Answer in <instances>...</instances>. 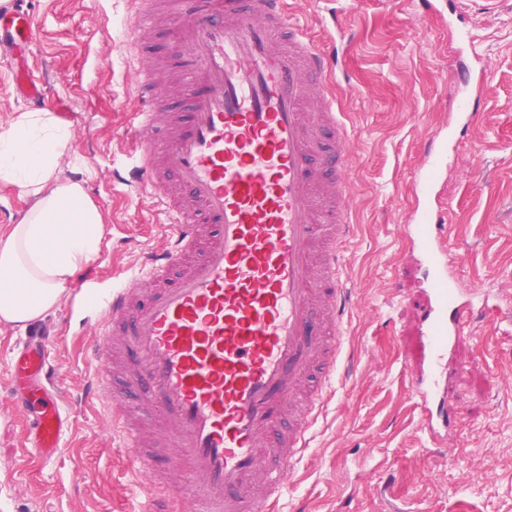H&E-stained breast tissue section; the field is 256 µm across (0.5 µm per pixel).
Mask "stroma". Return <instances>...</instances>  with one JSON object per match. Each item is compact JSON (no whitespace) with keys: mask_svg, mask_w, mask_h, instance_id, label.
<instances>
[{"mask_svg":"<svg viewBox=\"0 0 512 512\" xmlns=\"http://www.w3.org/2000/svg\"><path fill=\"white\" fill-rule=\"evenodd\" d=\"M40 37L33 77L74 119L65 177L85 182L107 232L89 264L99 275L129 267L165 243L148 196L111 185L137 141L130 63L109 46L126 36L130 0H24ZM314 42L336 54L337 103L359 156L351 188L353 237L346 272L354 288L340 365L284 512H512V302L476 325L449 366L457 418L446 446L418 427L407 367L417 357L414 313L423 269L399 235L422 143L456 108L457 28L472 31L485 66L477 124L460 135L445 176L448 264L458 288L512 290V0L494 11L463 0L456 28L419 20L416 0H287ZM40 323L54 333L59 383L83 395L94 365L67 302ZM25 331L0 324V512H130L127 458L112 441L96 397L69 408L70 430L54 458L29 460L23 424L6 404L12 351Z\"/></svg>","mask_w":512,"mask_h":512,"instance_id":"obj_1","label":"stroma"}]
</instances>
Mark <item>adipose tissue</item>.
I'll use <instances>...</instances> for the list:
<instances>
[{
    "mask_svg": "<svg viewBox=\"0 0 512 512\" xmlns=\"http://www.w3.org/2000/svg\"><path fill=\"white\" fill-rule=\"evenodd\" d=\"M72 134L53 112L21 113L0 133V184L31 204L0 237V322L23 327L56 307L106 234L102 211L82 181L62 175Z\"/></svg>",
    "mask_w": 512,
    "mask_h": 512,
    "instance_id": "1",
    "label": "adipose tissue"
}]
</instances>
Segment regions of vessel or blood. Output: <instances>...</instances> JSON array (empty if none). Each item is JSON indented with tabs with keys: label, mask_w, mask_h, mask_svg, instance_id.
I'll return each mask as SVG.
<instances>
[{
	"label": "vessel or blood",
	"mask_w": 512,
	"mask_h": 512,
	"mask_svg": "<svg viewBox=\"0 0 512 512\" xmlns=\"http://www.w3.org/2000/svg\"><path fill=\"white\" fill-rule=\"evenodd\" d=\"M140 3L121 51L139 76L132 117L143 145L128 173L111 177L155 200L169 243L128 277L78 281L82 310L103 318L100 343L88 346L101 368L86 391L104 402L136 476H156L147 430L178 450L162 494L141 512H173L184 495L195 512H267L294 481L339 363L352 296L343 175L356 154L336 110L331 55L296 27L285 0H168L162 13L154 0ZM158 28L180 86L164 84L142 54L144 33ZM37 37L30 13L0 15V52L32 49ZM454 82L457 110L425 144L406 226L427 271L411 388L421 428L440 446L455 417L449 357L499 309L497 295L460 292L448 273L440 186L484 94L473 63L461 62ZM13 89L31 106L49 102L28 69L15 71ZM48 343L26 338L11 365V406L46 459L69 428Z\"/></svg>",
	"instance_id": "obj_1"
}]
</instances>
